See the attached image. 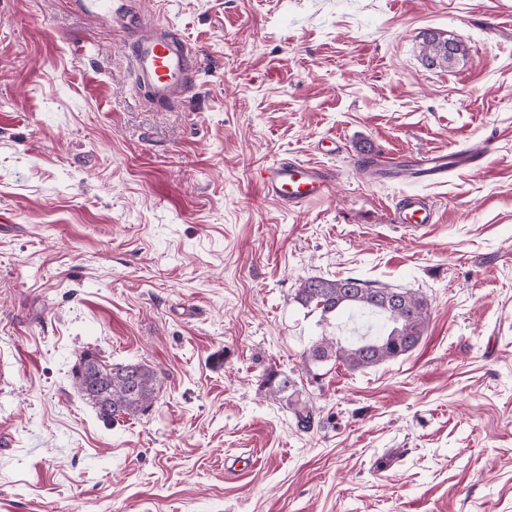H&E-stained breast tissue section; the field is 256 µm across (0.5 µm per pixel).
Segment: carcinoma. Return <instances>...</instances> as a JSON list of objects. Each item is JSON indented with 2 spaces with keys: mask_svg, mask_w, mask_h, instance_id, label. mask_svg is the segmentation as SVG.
<instances>
[{
  "mask_svg": "<svg viewBox=\"0 0 512 512\" xmlns=\"http://www.w3.org/2000/svg\"><path fill=\"white\" fill-rule=\"evenodd\" d=\"M422 57L432 67H452L464 49L460 43L435 33L423 37ZM295 301L308 312L319 313L320 322L331 324L336 315L350 311V320H359L367 332L340 340L323 336L303 352L305 368L341 364L351 371L365 370L404 356L420 343L428 318L426 297L407 288L374 287L353 277L303 280ZM271 395L286 399L296 426L301 431L313 427L316 411L303 396L297 382L287 374L266 373ZM72 384L98 418L107 423L133 419L147 412L156 401L157 372L144 362L108 365L97 353L86 350L72 369Z\"/></svg>",
  "mask_w": 512,
  "mask_h": 512,
  "instance_id": "carcinoma-1",
  "label": "carcinoma"
}]
</instances>
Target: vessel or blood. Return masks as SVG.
I'll return each instance as SVG.
<instances>
[{"mask_svg": "<svg viewBox=\"0 0 512 512\" xmlns=\"http://www.w3.org/2000/svg\"><path fill=\"white\" fill-rule=\"evenodd\" d=\"M91 14H111L124 34L123 46L129 69L143 93L158 108L183 102L197 88L198 53L170 23L148 19L132 11L126 0H79ZM474 153H429L404 161L398 157L375 160V167L403 168L406 178L421 183L444 182L449 171L480 162ZM256 180L263 193L282 208L295 211L331 195L336 171L324 163L283 159L259 169ZM393 221L418 232L437 221V211L427 197L409 194L394 206Z\"/></svg>", "mask_w": 512, "mask_h": 512, "instance_id": "obj_1", "label": "vessel or blood"}]
</instances>
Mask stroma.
<instances>
[{
    "mask_svg": "<svg viewBox=\"0 0 512 512\" xmlns=\"http://www.w3.org/2000/svg\"><path fill=\"white\" fill-rule=\"evenodd\" d=\"M132 7L200 52L176 108L77 0H0V512H512V0ZM428 32L465 57L425 66ZM330 137L332 195L263 194L256 170ZM366 149L484 159L384 182ZM414 193L438 210L419 233L391 222ZM310 277L423 293L421 342L312 377ZM86 350L153 367V407L100 421L71 383ZM266 383L269 392L274 397L286 398L288 409L293 414L296 426L301 431H309L316 419V411L310 399L302 394V389L297 388V382L288 374H280L278 371L266 373Z\"/></svg>",
    "mask_w": 512,
    "mask_h": 512,
    "instance_id": "stroma-1",
    "label": "stroma"
}]
</instances>
